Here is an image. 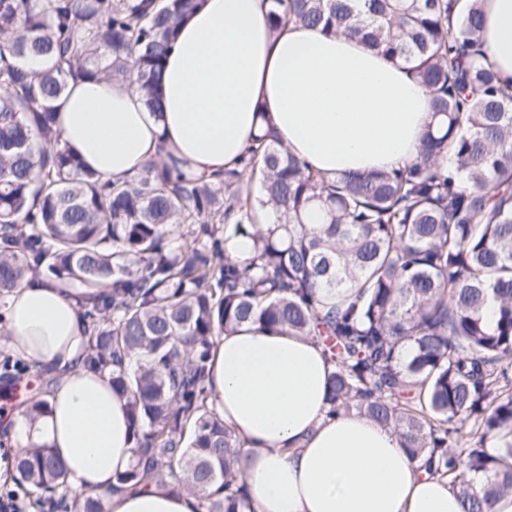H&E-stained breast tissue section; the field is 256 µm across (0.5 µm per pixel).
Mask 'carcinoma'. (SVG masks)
Here are the masks:
<instances>
[{
    "instance_id": "obj_1",
    "label": "carcinoma",
    "mask_w": 512,
    "mask_h": 512,
    "mask_svg": "<svg viewBox=\"0 0 512 512\" xmlns=\"http://www.w3.org/2000/svg\"><path fill=\"white\" fill-rule=\"evenodd\" d=\"M460 2L273 0L276 31L344 32L412 65L439 122L409 166L332 180L269 128L216 183L150 164L102 184L61 145L54 101L75 75L133 77L157 106L197 0H0V299L37 276L81 303L87 365L130 404L135 458L112 491L162 482L201 512H242L244 449L207 379L220 336L250 320L319 338L328 414L393 428L463 512L512 492V85L486 64L483 0ZM236 237L253 240L245 261L226 253ZM321 291L336 293L325 314ZM14 462L35 512H103L50 449Z\"/></svg>"
}]
</instances>
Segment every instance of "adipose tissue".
Instances as JSON below:
<instances>
[{"label": "adipose tissue", "instance_id": "adipose-tissue-1", "mask_svg": "<svg viewBox=\"0 0 512 512\" xmlns=\"http://www.w3.org/2000/svg\"><path fill=\"white\" fill-rule=\"evenodd\" d=\"M269 0H202L177 28L157 87L158 110L134 80H69L56 103L62 143L100 180L153 162L208 181L240 168L264 128L320 172L393 170L416 158L432 121L410 66L347 35L302 25L275 31ZM487 58L512 83V0H485ZM8 350L51 378L48 411H12L20 448H52L76 493L104 512H199L198 498L159 483L113 493L133 462L126 396L89 368L79 302L44 280L24 282L0 310ZM333 366L316 338L244 323L209 363L217 412L247 449L253 512H462L447 479L425 472L398 434L354 413L329 415Z\"/></svg>", "mask_w": 512, "mask_h": 512}]
</instances>
